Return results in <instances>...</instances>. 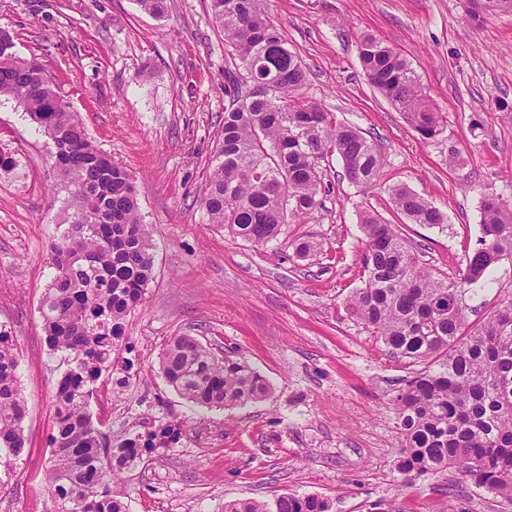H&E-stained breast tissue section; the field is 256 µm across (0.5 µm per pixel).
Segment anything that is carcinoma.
Returning a JSON list of instances; mask_svg holds the SVG:
<instances>
[{"label": "carcinoma", "mask_w": 512, "mask_h": 512, "mask_svg": "<svg viewBox=\"0 0 512 512\" xmlns=\"http://www.w3.org/2000/svg\"><path fill=\"white\" fill-rule=\"evenodd\" d=\"M209 8L224 33L231 107L224 111L221 160L200 203L209 223L263 247L287 220L322 205L320 162L327 154L336 153L349 182L364 189L380 181L385 159L360 130L300 95L306 72L268 21L264 0H209ZM483 13H512V0H478L469 15ZM357 49L370 84L421 138L439 135L442 117L424 98L412 63L371 36ZM58 89L37 58L0 54V97L16 101L52 140L66 192L67 228L50 246L54 274L40 303L48 346L66 365L55 394L48 487L58 512H128L112 492L114 478L177 443L183 431L174 420L153 427L143 420L114 440L89 411L95 384L116 364L126 317L152 279V245L134 178L94 144ZM391 193L411 223H447L445 213L408 188ZM360 224L365 279L347 298V310L393 357L424 363L394 398L403 430L398 472L410 478L454 467L512 503V302L466 330L467 293L512 258V209L484 201L480 236L455 279L426 269L405 238L370 212ZM17 367L9 337L0 333V459L26 451ZM160 369L184 399L208 408L243 406L270 392L267 378L247 362L188 334L171 338ZM332 509L326 498L295 493L224 503V512Z\"/></svg>", "instance_id": "cac0c4a2"}]
</instances>
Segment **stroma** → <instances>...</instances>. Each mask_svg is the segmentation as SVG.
Segmentation results:
<instances>
[{
  "label": "stroma",
  "mask_w": 512,
  "mask_h": 512,
  "mask_svg": "<svg viewBox=\"0 0 512 512\" xmlns=\"http://www.w3.org/2000/svg\"><path fill=\"white\" fill-rule=\"evenodd\" d=\"M467 12V0H266L306 71L303 96L377 141L385 169L365 191L327 156L322 209L258 249L210 224L199 203L230 104L208 0H168L162 17L136 0H0V31L16 55L38 58L95 144L137 180L153 278L121 340L114 377L127 385L101 378L91 411L116 438L144 418L181 422L183 435L113 483L129 512H224L227 501L284 492L329 498L333 512H512L457 469L412 480L397 471L391 399L420 366L391 357L345 304L363 285L362 211L398 225L424 266L455 278L480 235L484 197L512 208V14ZM367 35L411 61L444 119L436 138L421 139L370 85L357 54ZM53 152L22 108L0 98V153L13 160L0 169V331L28 402L27 450L0 465V512H56L45 463L64 367L39 312L49 246L64 231ZM394 185L439 207L447 224L409 223L391 201ZM305 239L321 248L303 259L295 247ZM511 300L506 259L469 298V323ZM184 333L249 363L270 394L234 409L186 401L159 369L169 339Z\"/></svg>",
  "instance_id": "35a3bbf8"
}]
</instances>
